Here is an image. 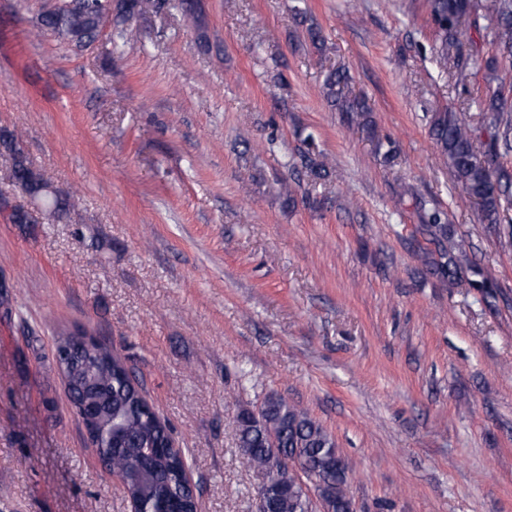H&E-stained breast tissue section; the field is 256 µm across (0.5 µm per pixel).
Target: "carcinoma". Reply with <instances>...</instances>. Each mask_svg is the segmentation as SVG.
<instances>
[{
    "instance_id": "carcinoma-1",
    "label": "carcinoma",
    "mask_w": 512,
    "mask_h": 512,
    "mask_svg": "<svg viewBox=\"0 0 512 512\" xmlns=\"http://www.w3.org/2000/svg\"><path fill=\"white\" fill-rule=\"evenodd\" d=\"M112 2L114 36L123 45L137 38L132 21L151 7V0H89L82 12L71 3L43 6L37 28L59 39L85 47L94 42L101 24L99 11ZM174 8L191 18L201 42H207L205 16L200 0H174ZM439 59H453L459 82L466 83L481 59L474 41L463 43L464 15L470 0H428ZM493 43L512 53V0H491ZM327 99L340 112L349 114L350 124L365 126V102L345 93L346 76L339 70L325 75ZM481 126L493 131L492 149L476 146L478 125L469 112L448 110L436 115L432 135L461 185L463 198L479 206L481 219L496 224L512 203V175L498 163L499 150L512 148V105L502 90L489 94L481 110ZM21 137L14 133L0 136V147L7 149L10 183L30 196L44 199L50 218L60 220L75 209L78 200L48 191L50 182L35 170L24 151L15 148ZM305 165L315 178L329 175V163L310 154ZM426 232L445 261L435 271L448 282L478 276L470 284L486 298L495 297V285L480 269L467 263L465 244L453 239L440 213L427 217ZM67 379V396L76 417L93 433L99 453L107 462V472L123 478V492L129 501L155 508L176 503L182 512H195L197 503L187 489L184 472L187 459L182 449L172 448L170 426L150 410L143 392L126 360L111 346L98 344L90 350L71 354L60 364ZM238 443L242 462L260 473L270 487L280 488L277 512H351L347 490L348 461H339L335 437L307 412L280 396H269L255 408H243L237 415ZM279 448V454L271 452Z\"/></svg>"
}]
</instances>
